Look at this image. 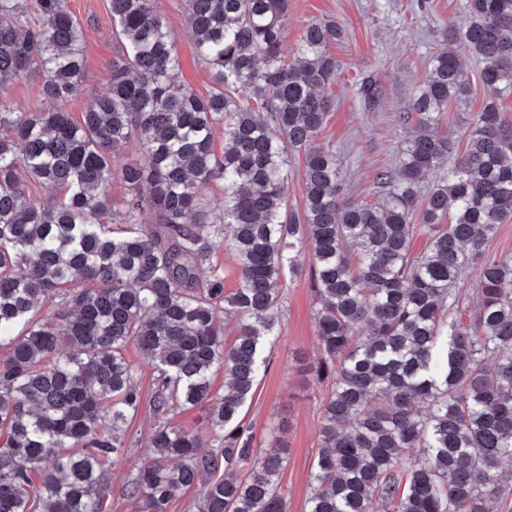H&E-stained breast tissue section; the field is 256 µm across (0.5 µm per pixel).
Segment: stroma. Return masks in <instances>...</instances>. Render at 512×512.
Wrapping results in <instances>:
<instances>
[{"mask_svg": "<svg viewBox=\"0 0 512 512\" xmlns=\"http://www.w3.org/2000/svg\"><path fill=\"white\" fill-rule=\"evenodd\" d=\"M67 5L84 35L85 83L69 105L77 116L110 81L112 17L109 0H67ZM154 6L175 39L182 83L206 95L207 66L196 53L184 0H154ZM467 17L465 0H288L285 52H293L312 20L336 21L348 33L346 42L330 47L340 69L328 91L331 106L317 143L335 150L350 202L380 199V175L393 168L409 132L397 117L425 83L430 57L443 46L449 29L464 25ZM367 76L380 85V99L370 107L357 94ZM314 311L308 274L291 278L283 288L277 334L262 349L267 370L259 375L242 408L244 420L253 428L255 448L272 447L279 438L288 448L281 478L288 512H305L311 466L320 443L321 408L329 389L307 371L319 356ZM127 355L137 369L143 401L124 426L127 455L109 466L107 512H135L124 488L145 458L153 423L149 403L153 370L136 349H129Z\"/></svg>", "mask_w": 512, "mask_h": 512, "instance_id": "35a3bbf8", "label": "stroma"}]
</instances>
